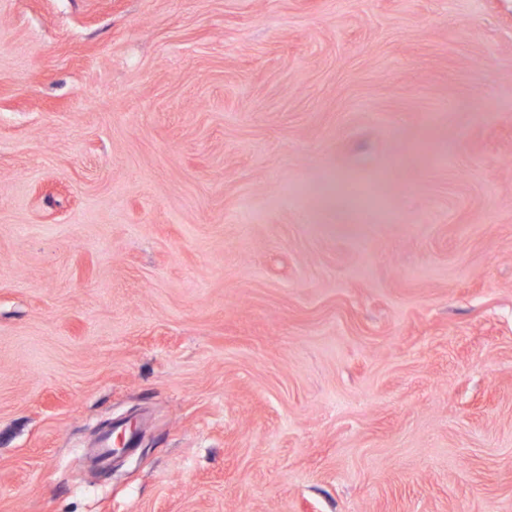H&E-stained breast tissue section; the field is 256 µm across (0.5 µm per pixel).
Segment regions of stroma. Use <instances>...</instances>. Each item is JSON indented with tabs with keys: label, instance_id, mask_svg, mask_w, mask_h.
Here are the masks:
<instances>
[{
	"label": "stroma",
	"instance_id": "35a3bbf8",
	"mask_svg": "<svg viewBox=\"0 0 512 512\" xmlns=\"http://www.w3.org/2000/svg\"><path fill=\"white\" fill-rule=\"evenodd\" d=\"M0 512H512V0H0Z\"/></svg>",
	"mask_w": 512,
	"mask_h": 512
}]
</instances>
